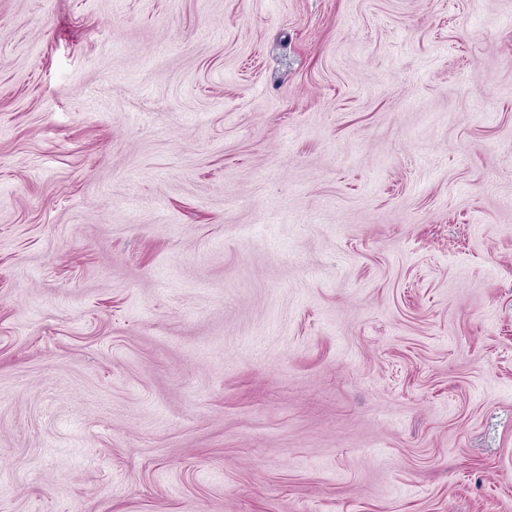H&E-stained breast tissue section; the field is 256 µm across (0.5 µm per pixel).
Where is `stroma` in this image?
Instances as JSON below:
<instances>
[{
    "label": "stroma",
    "instance_id": "stroma-1",
    "mask_svg": "<svg viewBox=\"0 0 512 512\" xmlns=\"http://www.w3.org/2000/svg\"><path fill=\"white\" fill-rule=\"evenodd\" d=\"M0 512H512V0H0Z\"/></svg>",
    "mask_w": 512,
    "mask_h": 512
}]
</instances>
